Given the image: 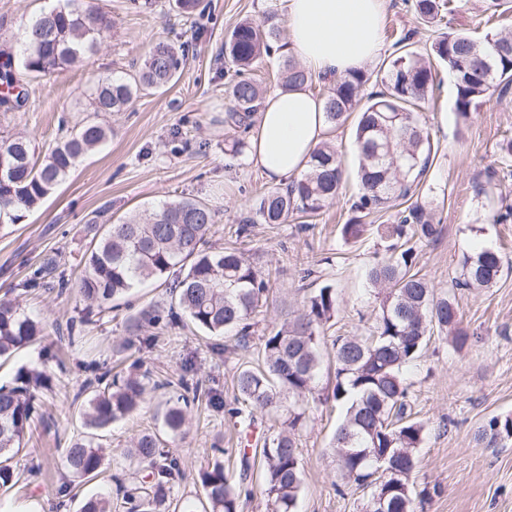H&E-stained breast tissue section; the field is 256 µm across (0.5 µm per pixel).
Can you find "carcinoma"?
<instances>
[{
	"instance_id": "obj_1",
	"label": "carcinoma",
	"mask_w": 512,
	"mask_h": 512,
	"mask_svg": "<svg viewBox=\"0 0 512 512\" xmlns=\"http://www.w3.org/2000/svg\"><path fill=\"white\" fill-rule=\"evenodd\" d=\"M461 0H414V11L425 24H438L453 15ZM110 20L94 6L80 9L75 0L36 16L23 33L19 63L9 55L0 63V86L5 94L0 107L9 111L26 99V80L50 76L81 62L107 39ZM276 13L256 22L238 23L224 41V63L241 75L232 87L233 105L226 123L245 130L261 105L259 86L244 73L271 56L279 41ZM185 45L157 42L141 69L128 79L99 77L93 82L91 111L128 110L138 92L165 91L176 84L187 61ZM448 66L454 76V107L465 119L495 93L512 86V35L490 30L481 38L448 31L431 43L426 54L406 48L404 41L376 71H354L336 79L323 96L331 126L343 121L362 98L354 135L358 158L359 194L351 205L352 217L342 225L341 236L356 242L367 231L364 219L387 210L408 193L409 183L423 174L421 158L430 152L428 133L418 111L433 91L432 61ZM285 87L311 86L312 75L288 59L282 64ZM382 86L365 93L370 84ZM111 130L87 118L67 132L50 151L35 157L32 140L22 134L0 133V159L9 176L0 179V224H17L28 212L66 181L79 160L99 148ZM346 168L342 155L327 142L312 152L301 176L260 194L253 208L238 220L237 238L248 236L251 225L281 224L288 215L316 217L333 204L343 188ZM215 211L201 200L180 197L166 201L146 216L130 215L117 221H92L89 247L83 254L84 275L72 281L51 262L31 268L19 284L24 294L48 289L58 295L76 292L91 314L110 312L128 304L131 291L146 282L168 290L166 306L150 305L130 318L125 345L149 347L156 339L145 334L151 327L174 330L189 320L210 336L246 343L255 333V317L270 297V281L256 270L242 249L215 248L209 236ZM438 233L431 212L412 204L393 224H379L376 235L388 243L389 255L375 262L367 279L384 292L373 324L365 336L332 340L334 384L332 399L344 409L331 452L338 475L346 486H356L372 501L388 494L386 512H413L410 478L417 467V451L426 436L423 423L411 418L410 390L404 370L420 357L427 335L437 328L453 336L456 348L471 341L450 296L413 271L414 244ZM512 260L496 249L465 253L459 262L458 288H490ZM338 311L336 289L327 283L309 293L297 316L272 326L260 337L256 365L235 373L237 407L230 416L246 427L255 425L254 413L274 414L280 429L257 441L262 459L268 512H298L302 489V464L297 436L305 427L309 400H318L317 380L323 365L326 326ZM47 335L45 322L29 316L15 299L0 298V362ZM83 387L86 399L77 407L84 431L65 449L63 465L81 482L97 479L106 471L103 432L112 424L141 410L150 393L171 385L153 378L133 362L125 371L108 366L92 369ZM179 400L163 412L165 432L184 433L189 423L186 405L197 403L215 411L224 399L201 378L178 380ZM53 387L45 368L21 365L10 380L0 384V491L21 480L11 465L26 436L32 433L39 394ZM512 433V416L491 418L478 431L477 441L492 444L501 433ZM160 436L144 430L133 436L121 452L137 476L116 488L118 502L110 496L87 498L81 512H195L192 505L171 498L185 478L178 457L161 451ZM239 474L228 473L216 462L200 469L196 484L202 490V512H242L244 487L255 457L239 453Z\"/></svg>"
}]
</instances>
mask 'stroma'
Masks as SVG:
<instances>
[{"instance_id":"1","label":"stroma","mask_w":512,"mask_h":512,"mask_svg":"<svg viewBox=\"0 0 512 512\" xmlns=\"http://www.w3.org/2000/svg\"><path fill=\"white\" fill-rule=\"evenodd\" d=\"M57 4L0 0V49L16 52L25 26ZM412 4L384 0L382 49L368 70L378 69L391 56L399 37L409 36L421 50L442 33V26L419 23ZM101 8L112 20L101 48L79 65L30 80L23 106L0 111V131L27 134L37 154L55 145L61 126L86 118L94 79L135 74L159 40L187 43L189 51L173 87L143 91L128 111L101 115L112 130L107 145L85 155L69 178L20 223L0 228V297L18 298L25 310L57 327L81 316L84 304L77 294L60 296L42 289L20 295L16 287L30 265L49 257L68 275L79 276L88 246L86 226L99 210L108 209L118 218L179 197L201 199L216 213L211 242L220 246L230 241L237 219L254 198L271 186L246 153L231 150L224 113L231 105L235 72L225 68L222 56L224 39L237 23L260 19L270 10L286 21L288 0H200L199 13L190 16L172 10L169 0H153L152 7L137 11L130 9L129 0H102ZM454 96L453 78L446 66H439L434 92L422 111L431 154L421 183L410 195L411 201L434 212L439 233L417 244L416 268L437 292L453 291L464 327L478 338L458 350L447 333L433 331L422 357L406 372L413 416L427 431L412 480L418 490L440 488L424 512H512V439L488 447L475 438L491 418L512 415V270L490 288L451 286L463 253L494 247L512 256V223L492 221L501 204L512 205V177L503 178L497 151L503 135L512 134V89L495 94L465 119L454 110ZM357 192L356 179L348 178L339 199L307 228L292 217L283 224L253 225L250 236L240 240L272 284L269 307L257 316L260 327L296 312L305 293L327 282L335 287L338 302L330 335L360 334L373 323L377 303L367 270L381 255L377 237L370 234L347 244L340 236L349 200ZM128 315L122 309L89 326L87 344H69L55 333L24 350L14 363L0 366V382L17 365L44 367L54 376L45 418L15 459L19 471L37 464L43 471L28 478L20 491L0 496V512H25L32 502L42 512H78L85 497L115 491L117 481L128 480L123 448L134 434L160 428L165 403L174 392H155L139 414L107 432L113 459L105 479L69 483L60 465L64 448L82 430L73 402L93 362L127 365L138 357L159 378L175 380L189 372L223 397L224 411L192 412L184 435L163 439L186 472L175 497L195 498L196 475L213 462L217 449L226 451L225 468L235 469L245 439L241 424L227 414L234 404L233 376L240 365L256 360L258 339L229 348L223 338L188 327L158 335L152 347L129 349L124 345ZM307 416L299 441L300 512H362V491L340 493L335 488L336 464L328 448L338 412L313 403Z\"/></svg>"}]
</instances>
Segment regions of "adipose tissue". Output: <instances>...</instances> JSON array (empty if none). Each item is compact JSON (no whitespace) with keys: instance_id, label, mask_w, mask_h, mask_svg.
Instances as JSON below:
<instances>
[{"instance_id":"ef3b65f1","label":"adipose tissue","mask_w":512,"mask_h":512,"mask_svg":"<svg viewBox=\"0 0 512 512\" xmlns=\"http://www.w3.org/2000/svg\"><path fill=\"white\" fill-rule=\"evenodd\" d=\"M383 0H288L287 54L314 76L364 68L381 50ZM329 124L323 101L303 88L269 94L250 135V160L286 182L305 169Z\"/></svg>"}]
</instances>
